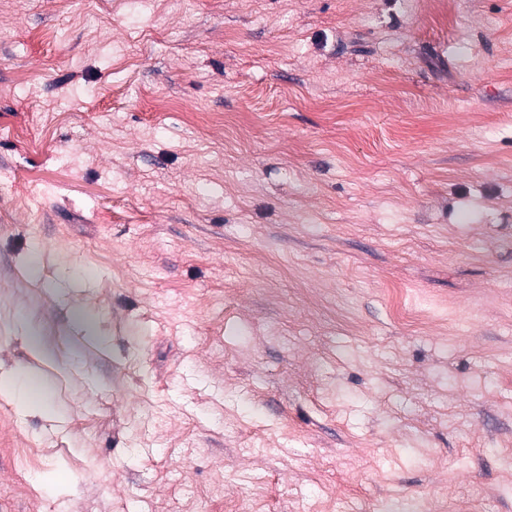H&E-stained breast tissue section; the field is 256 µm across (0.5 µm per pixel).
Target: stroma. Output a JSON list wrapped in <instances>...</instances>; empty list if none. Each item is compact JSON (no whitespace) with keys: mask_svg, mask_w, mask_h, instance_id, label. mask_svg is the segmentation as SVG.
<instances>
[{"mask_svg":"<svg viewBox=\"0 0 512 512\" xmlns=\"http://www.w3.org/2000/svg\"><path fill=\"white\" fill-rule=\"evenodd\" d=\"M22 376L0 512H512V0H0Z\"/></svg>","mask_w":512,"mask_h":512,"instance_id":"35a3bbf8","label":"stroma"}]
</instances>
